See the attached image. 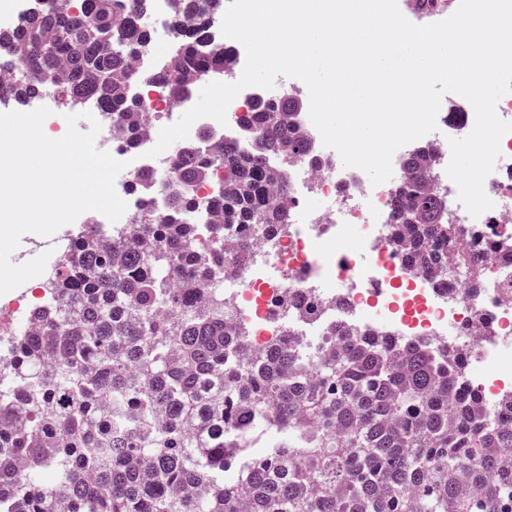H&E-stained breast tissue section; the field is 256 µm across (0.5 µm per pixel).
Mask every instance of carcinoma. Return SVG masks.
<instances>
[{
    "label": "carcinoma",
    "instance_id": "1",
    "mask_svg": "<svg viewBox=\"0 0 512 512\" xmlns=\"http://www.w3.org/2000/svg\"><path fill=\"white\" fill-rule=\"evenodd\" d=\"M0 31V60L25 66L7 87L23 103L57 86L93 98L136 134L126 81L131 54L147 55V0H44ZM173 62L156 74L180 99L224 73L230 48L213 35L220 0H170ZM300 100L256 101L245 124L257 148L178 150L174 175H135L161 194L121 250L87 224L46 285L53 305L15 338L0 382V512H512V395L492 412L464 382V356L405 346L384 333L346 331L299 353L284 338L242 363L246 332L224 327V297L203 284L224 275V239L238 261L247 230L281 231L294 200L269 192L265 157L315 162L295 129ZM431 154L405 162L392 236L433 273L448 263L454 226L423 179ZM209 184L224 209L209 251L192 245ZM285 438L253 453V433Z\"/></svg>",
    "mask_w": 512,
    "mask_h": 512
}]
</instances>
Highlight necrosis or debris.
I'll return each instance as SVG.
<instances>
[{
    "label": "necrosis or debris",
    "mask_w": 512,
    "mask_h": 512,
    "mask_svg": "<svg viewBox=\"0 0 512 512\" xmlns=\"http://www.w3.org/2000/svg\"><path fill=\"white\" fill-rule=\"evenodd\" d=\"M168 60V43L157 42L149 59L136 61L138 80L131 90L142 111L140 133L128 136L110 116L98 109L93 112L102 126L99 149L127 161L133 171L167 173L175 164L168 152L156 158L147 155L157 131L177 122L191 107L189 99H171L153 80ZM255 93V88L243 89L228 106L225 122L196 120L189 141H196L199 130L208 127L218 142L241 143V124ZM474 122L472 105L453 112L440 108L437 126L442 136L432 143L437 156L427 172L430 189L448 199V220L458 237L469 252L484 259L482 284L471 292L465 287L463 269L452 264L443 274L423 273L406 262L390 239L406 148L394 153L391 178L375 186L361 169L344 167L339 154L324 146L313 123L299 118L297 128L311 142L320 167L282 153L268 154L266 167L287 172L289 195L312 197L317 206L293 208L278 235L258 238L245 263L208 285L210 292L224 296L225 321L249 330L248 350L265 348L286 336L307 351L318 347L335 327L384 332L404 344L464 350L487 366L490 374L481 387L484 410L494 409L501 396L512 391V269L499 267L492 259L498 243L512 241V133L502 137L494 169L484 181L494 206L475 217L459 201L458 188L446 173L449 138L465 137ZM116 191L126 199L127 210L110 224L108 241L129 239L134 224L146 214L164 210L160 197H132L126 184ZM27 295L23 286L0 295L1 362L11 352L15 316L32 315ZM477 310L486 317L479 331L471 327Z\"/></svg>",
    "instance_id": "necrosis-or-debris-1"
}]
</instances>
